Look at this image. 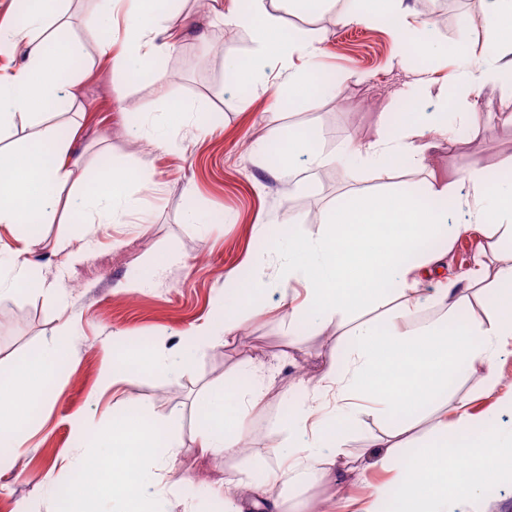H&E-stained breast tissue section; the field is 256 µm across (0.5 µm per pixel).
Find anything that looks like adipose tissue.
Wrapping results in <instances>:
<instances>
[{
  "label": "adipose tissue",
  "instance_id": "1",
  "mask_svg": "<svg viewBox=\"0 0 512 512\" xmlns=\"http://www.w3.org/2000/svg\"><path fill=\"white\" fill-rule=\"evenodd\" d=\"M237 2L212 0V15L227 26L246 25L258 49L248 62L226 59L228 74L259 85L265 81L268 63L278 61L287 66L299 53L305 59L303 68L287 67L285 80L290 88L306 87L319 54L318 39L286 40L276 18L267 11L265 0H252L251 12L244 19L237 12ZM357 2L358 19L392 24L406 38L416 33L404 0ZM117 6L123 10L127 24L126 47L116 56L115 66L129 76L151 67L156 52L174 44L179 34L156 14L155 0H97V10L106 20L111 19ZM47 30L43 0H29L25 27L0 28V47L21 43L28 47L27 61L21 69L0 74V128L18 116L38 119L37 107L43 102L55 103L63 112L77 108L74 99L59 94L56 72L62 62L45 55ZM507 70L512 71V55L491 60L469 49L450 86L433 88L426 72L420 71L402 94H437L440 101H451L456 119L465 121L472 115L474 97L483 88L500 86L501 75ZM428 130L439 139L452 138L447 119L437 113L400 126L392 124L389 113H381L377 135L363 148L362 156L370 165L385 167L399 158L424 154L427 146L422 138ZM37 135L40 151L0 149V224H21L34 217L49 219L53 207L50 188L80 181L77 164L69 158V143L59 138L55 126L43 125ZM133 180V174L117 173L106 188L82 194L81 205L91 223H127L130 210L126 190ZM463 182L469 187L465 195L459 189ZM427 195L433 207H422L418 198L405 193L353 194L349 201L331 210L323 235L299 239L292 245L284 280L304 281L308 303L316 305L326 321L339 318L350 323L345 353L331 359L320 378L323 388L332 392L338 409L406 414L462 361L484 366L487 391L498 387L493 357L512 343V303L495 306L485 317L454 330L452 341L444 345L437 341L442 333L439 324L415 330L405 321L422 306L416 290L419 279L443 260L439 252L416 254L419 241L446 229L453 212L462 216L454 226L457 234L489 226L501 238L512 240V182L490 181L486 168L477 165L462 177L430 182ZM387 294L394 300L388 331H381L374 321L356 318L357 309L373 305ZM70 355V347L49 345L23 373L0 379V443H9L14 458L24 454L21 437L29 425L31 392L41 385L45 374L58 369ZM262 395L263 384L258 380L244 395L232 385L223 393L208 394L206 407L211 424L197 440L201 452L236 453L238 441L231 435L230 426ZM312 416V410L301 412L298 441L286 448H270L273 480L314 477L344 457L342 441L318 446L306 439V424ZM155 433L140 411L131 409L93 451L83 455L80 465L85 479L74 487L72 500L102 498L111 502L113 512H144L152 502L148 489L156 478L145 473L143 462L157 453ZM466 453L470 468L464 472L437 447L424 444L416 448L412 467L401 475L400 483L407 487L408 494L400 501L398 512H448L449 501L458 495L469 499L479 496V473L494 470L512 474L511 435H489L467 447Z\"/></svg>",
  "mask_w": 512,
  "mask_h": 512
}]
</instances>
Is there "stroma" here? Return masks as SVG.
Listing matches in <instances>:
<instances>
[{"instance_id": "1", "label": "stroma", "mask_w": 512, "mask_h": 512, "mask_svg": "<svg viewBox=\"0 0 512 512\" xmlns=\"http://www.w3.org/2000/svg\"><path fill=\"white\" fill-rule=\"evenodd\" d=\"M406 2L420 19L438 8L445 13L439 26L423 29L414 56L403 49L396 28L343 22L351 0H325L317 10L269 0V12L292 38L321 39L319 69L336 77L333 94L308 93L295 109L277 113L273 123L274 101L290 96L278 66L268 68L266 86L252 88L245 98L225 76L226 58H248L257 49L246 28L225 42L209 9L199 8L197 0H176L166 22L189 32L157 60V71L167 79L162 98L152 79L122 78L111 58L101 56L99 29L89 20L86 0H62L68 19L62 38L83 57L82 68L61 86L62 96L81 105L80 111L59 115L74 132L70 157L83 183L97 177L104 156L115 171L143 168L148 183L129 186L127 224L86 223L69 189L57 190L55 220L41 224L30 256L46 288L27 287L17 270L0 268V276L13 282L12 290L0 293V375L28 366L48 342L77 344L67 364L30 401L26 454L0 477L7 486L0 493V512H14L20 503L32 512H66L67 502L54 489L80 476L73 418L102 435L133 404L160 428L157 458L148 468L166 459L169 443L181 448L172 478L155 487L164 512H213L224 485L244 475L267 479L280 512H317L322 505L344 512L346 498L367 501L369 484L395 480V472L373 466L379 444L396 445V462L405 464L411 447L439 440L441 423L453 421V407L463 397L488 425L512 434L511 347L494 358L502 380L495 394L485 393L480 366H464L448 389L412 418L361 411L340 421L336 435L349 461L367 467V484L342 482L332 470L306 483L268 479L269 448L296 437L295 422L282 417L283 407L305 409L322 371L347 346L340 321L292 319L281 305L285 292L299 303L306 298L301 281H281L284 241L321 236L328 212L356 191L421 196L429 175L461 174L490 162L512 174V91L497 88L484 89L475 99L473 120L454 123L452 143L436 142L422 162L404 159L380 168L360 161L356 147L372 140L384 105H403L398 92L411 82L414 69L442 85L458 72L464 46L484 51L494 41L484 26V0ZM175 108L183 110V122L165 128L163 119ZM487 110L496 120H484ZM162 134L170 148L156 147ZM271 135L282 143L305 137L337 161L308 179L288 182L261 151ZM192 212L201 223L189 221ZM446 243L452 271H459V248L468 243L476 244L489 266L491 277L463 293V306L482 315L481 298L499 287L493 272L503 265L506 250L489 228L449 236ZM71 251L84 252L85 260L66 266ZM201 253L207 259L199 264L195 258ZM258 278L267 285L260 311L240 302L221 311L224 296ZM223 320L234 326L233 341L196 343L186 363L170 371L152 366V359L168 355L183 337ZM138 336L148 340L146 362L133 366L124 382L106 384L104 366L116 352L133 348ZM260 370L268 380L261 401L237 430L241 451L201 455L197 438L204 427L196 414L206 393Z\"/></svg>"}]
</instances>
